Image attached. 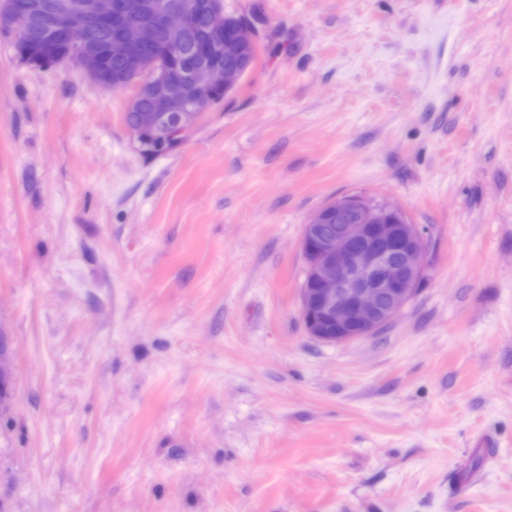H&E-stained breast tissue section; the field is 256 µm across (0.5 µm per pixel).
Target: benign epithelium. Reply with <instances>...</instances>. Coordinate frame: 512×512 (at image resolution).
I'll use <instances>...</instances> for the list:
<instances>
[{
  "label": "benign epithelium",
  "mask_w": 512,
  "mask_h": 512,
  "mask_svg": "<svg viewBox=\"0 0 512 512\" xmlns=\"http://www.w3.org/2000/svg\"><path fill=\"white\" fill-rule=\"evenodd\" d=\"M111 32L99 49L90 25ZM0 31L14 44L41 42L23 60L42 67L78 69L93 84L109 89L131 76L139 82L129 129L146 149L159 148L192 130L202 112L215 105L214 93L234 90L244 76L238 64L255 44L253 23L242 17L226 29L224 0H0ZM200 34L199 53L226 64L190 66L179 48ZM162 53L145 66L144 49ZM126 65L112 75L101 56ZM307 278L300 288L302 317L313 338L342 343L369 336L393 320L421 285L427 264L422 231L392 204L343 196L317 210L301 242ZM14 377L11 349L0 336V383Z\"/></svg>",
  "instance_id": "1"
}]
</instances>
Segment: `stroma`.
<instances>
[{"label": "stroma", "mask_w": 512, "mask_h": 512, "mask_svg": "<svg viewBox=\"0 0 512 512\" xmlns=\"http://www.w3.org/2000/svg\"><path fill=\"white\" fill-rule=\"evenodd\" d=\"M224 4L256 62L159 155L135 86L0 33V512H512V0ZM346 195L428 266L325 344L301 240Z\"/></svg>", "instance_id": "stroma-1"}]
</instances>
